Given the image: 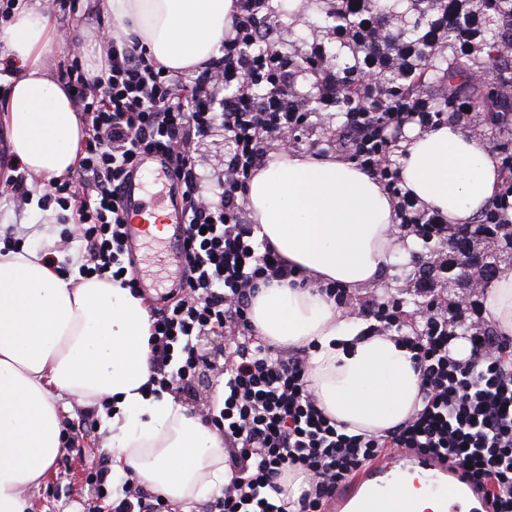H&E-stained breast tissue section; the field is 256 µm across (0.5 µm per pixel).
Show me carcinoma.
<instances>
[{
    "label": "carcinoma",
    "mask_w": 512,
    "mask_h": 512,
    "mask_svg": "<svg viewBox=\"0 0 512 512\" xmlns=\"http://www.w3.org/2000/svg\"><path fill=\"white\" fill-rule=\"evenodd\" d=\"M307 0L321 27L336 34L320 45L331 62L323 74L311 47L293 48L288 67L314 80L311 112H375V88L362 80L364 63L377 62L382 88L394 100L427 96L435 112H454L455 96L500 128L512 118V0ZM336 84V100L326 105L317 86Z\"/></svg>",
    "instance_id": "carcinoma-1"
}]
</instances>
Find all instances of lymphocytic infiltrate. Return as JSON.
I'll return each mask as SVG.
<instances>
[{"label": "lymphocytic infiltrate", "mask_w": 512, "mask_h": 512, "mask_svg": "<svg viewBox=\"0 0 512 512\" xmlns=\"http://www.w3.org/2000/svg\"><path fill=\"white\" fill-rule=\"evenodd\" d=\"M269 0H234L231 29L219 53L198 69L164 70L146 46L103 36L105 67L89 76L81 64L66 72L85 128L76 175L53 185L61 208L78 207L69 239L89 255L85 276L124 278L138 285L124 260L127 216L124 188L142 154L159 153L181 199L187 234L186 264L172 303L152 311V393L191 389L205 359L194 340L224 336V394L207 407V419L224 438L231 475L218 497L192 512H326L336 492L356 472L392 449L435 454L459 465L492 489L491 512H512V339L495 333L479 301L447 302L438 295L446 262L427 263L419 278L424 304L414 320L398 299L372 297L359 308L372 334L396 336L420 375L419 404L381 436L349 434L322 411L307 384V347L283 349L259 336L252 302L271 283L305 286L309 278L268 241L248 218L246 193L276 145L307 128L311 114L293 86L294 70L281 52H252L256 24ZM378 112L343 115L334 145L339 158L378 180L391 197L402 235L441 252L448 220L402 187L394 158L406 127L444 124L427 98L408 104L380 95ZM229 139L224 174L204 184L199 141L214 125ZM303 477L297 499L285 498L284 480ZM86 485L106 512H166L162 495L135 477L111 494L108 459L92 464Z\"/></svg>", "instance_id": "1"}]
</instances>
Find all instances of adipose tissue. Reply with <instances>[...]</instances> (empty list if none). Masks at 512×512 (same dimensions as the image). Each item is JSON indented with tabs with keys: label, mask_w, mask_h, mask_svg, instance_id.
Masks as SVG:
<instances>
[{
	"label": "adipose tissue",
	"mask_w": 512,
	"mask_h": 512,
	"mask_svg": "<svg viewBox=\"0 0 512 512\" xmlns=\"http://www.w3.org/2000/svg\"><path fill=\"white\" fill-rule=\"evenodd\" d=\"M119 33H134L158 64L190 69L217 55L232 24L233 0H106ZM59 32L39 0L15 9L7 44L17 67L7 80L0 125L10 160L38 186L67 176L82 157L84 127L64 82L44 57ZM406 189L455 225L474 221L505 174L490 149L448 123L410 134ZM257 235L289 264L321 282L379 285L400 240L383 186L328 154L279 149L246 193ZM482 315L512 335V274L486 289ZM251 318L274 344L309 346V387L347 433L385 434L418 403L420 378L392 336L364 334L315 287L261 289ZM150 312L118 282L65 272L46 255L0 242V512H25L62 451L66 399L86 407L110 400L104 422L112 473L133 472L172 504L186 506L223 488L224 444L201 415L173 394L147 396Z\"/></svg>",
	"instance_id": "1"
}]
</instances>
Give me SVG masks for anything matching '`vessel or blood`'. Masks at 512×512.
<instances>
[{"instance_id": "b4317fda", "label": "vessel or blood", "mask_w": 512, "mask_h": 512, "mask_svg": "<svg viewBox=\"0 0 512 512\" xmlns=\"http://www.w3.org/2000/svg\"><path fill=\"white\" fill-rule=\"evenodd\" d=\"M417 495H410V488ZM433 502L432 512H488L485 490L464 477L460 468L436 458L397 450L359 471L336 494L329 512H418L419 496Z\"/></svg>"}]
</instances>
